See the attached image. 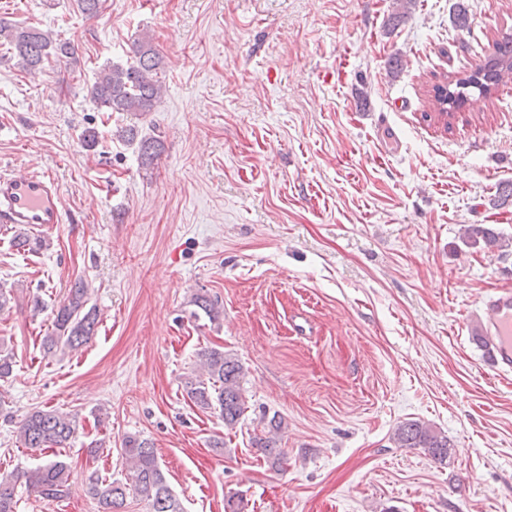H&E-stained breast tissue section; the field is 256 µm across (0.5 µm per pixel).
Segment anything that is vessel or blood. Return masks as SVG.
<instances>
[{"instance_id":"vessel-or-blood-1","label":"vessel or blood","mask_w":512,"mask_h":512,"mask_svg":"<svg viewBox=\"0 0 512 512\" xmlns=\"http://www.w3.org/2000/svg\"><path fill=\"white\" fill-rule=\"evenodd\" d=\"M64 221L63 194L52 174H0V224L32 232ZM480 313L482 334L492 346L489 368L497 377H512V290L484 296Z\"/></svg>"}]
</instances>
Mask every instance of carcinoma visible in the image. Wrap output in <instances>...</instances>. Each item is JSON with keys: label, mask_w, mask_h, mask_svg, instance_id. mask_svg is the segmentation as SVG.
Here are the masks:
<instances>
[{"label": "carcinoma", "mask_w": 512, "mask_h": 512, "mask_svg": "<svg viewBox=\"0 0 512 512\" xmlns=\"http://www.w3.org/2000/svg\"><path fill=\"white\" fill-rule=\"evenodd\" d=\"M19 58L24 70L34 73L50 58L67 63L75 58L77 48L69 42H54L35 26H12L0 21V38ZM498 60L473 74L458 80L454 100L465 101L466 91L473 88L487 93L512 73V37L497 42ZM136 63L123 67L112 65L103 69L93 87L91 99L101 112H150L161 97L158 70L161 59L152 44L146 40L135 43ZM89 285L78 279L68 288L53 321L52 332L45 337L44 353L54 356L80 348L95 332L98 313L89 304ZM193 305L209 320L219 317L218 302L204 294L193 297ZM200 374L186 382L189 399L201 409H217L224 425L234 426L243 417L246 404L240 381L244 368L240 361L215 347L200 353ZM80 422L77 416L56 409H36L25 417L19 427V438L25 447L43 449L51 446L64 448L73 439ZM283 420L276 416L269 420L268 435L258 437L254 445L274 468L280 467L286 454L276 447V435L282 431ZM395 440L401 448H421L434 460L448 459V437L418 421L401 424L395 430ZM123 457L133 475L135 490L151 502L152 512H183L179 499L168 486L160 467L155 448L137 437L124 441ZM24 481L26 487L39 499L50 503L69 494L70 469L63 460L51 461L35 469L25 470L14 479L0 478V512H16V484ZM87 492L98 500L102 512H122L127 497L126 484L103 478L95 473L88 477Z\"/></svg>", "instance_id": "obj_1"}]
</instances>
